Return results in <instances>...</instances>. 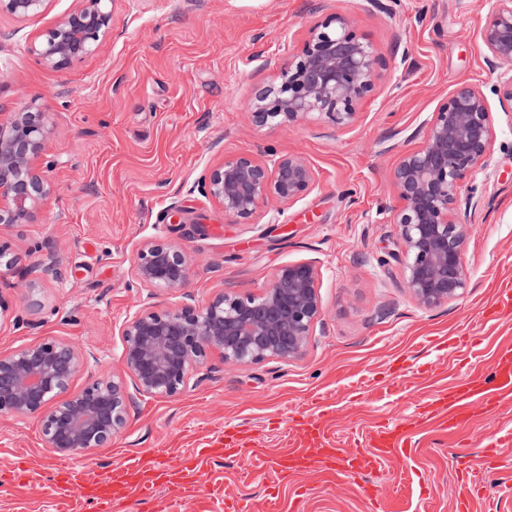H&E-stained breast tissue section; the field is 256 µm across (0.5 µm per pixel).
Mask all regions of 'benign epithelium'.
<instances>
[{"label": "benign epithelium", "instance_id": "1", "mask_svg": "<svg viewBox=\"0 0 512 512\" xmlns=\"http://www.w3.org/2000/svg\"><path fill=\"white\" fill-rule=\"evenodd\" d=\"M47 0H0L19 19L43 12ZM108 0L77 5L37 37L29 51L48 68L64 70L96 54L112 36ZM486 66L498 72L495 91L512 104V0H493L479 31ZM379 55L354 21L325 16L274 77L252 93L249 114L258 127L290 126L326 119L339 128L354 125L361 108L377 94ZM51 134L47 111L34 102L0 113V224H29L56 192L41 168ZM421 142L403 152L392 171L397 206L387 223L396 225L402 287L423 308L461 296L468 287L465 252L473 225L460 221L478 188L461 199L465 182L494 167L496 130L480 88L457 84L425 122ZM309 161L299 153L271 152L265 159L230 155L211 165L198 182L210 203L238 224H249L267 206L276 213L316 187ZM192 260L170 241H150L137 252L134 276L146 299L121 324L123 373L103 374L84 386L75 379L96 354L45 337L0 353V415L38 419L45 447L83 458L112 447L127 429L137 397H177L212 373L210 358L229 366L300 356L323 314L320 270L313 261L276 269L258 292L241 295L221 288L199 305L184 292ZM31 282L58 281L62 271L49 250L26 269ZM181 293L165 308L156 291Z\"/></svg>", "mask_w": 512, "mask_h": 512}]
</instances>
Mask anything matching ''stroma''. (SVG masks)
I'll list each match as a JSON object with an SVG mask.
<instances>
[{
  "instance_id": "stroma-1",
  "label": "stroma",
  "mask_w": 512,
  "mask_h": 512,
  "mask_svg": "<svg viewBox=\"0 0 512 512\" xmlns=\"http://www.w3.org/2000/svg\"><path fill=\"white\" fill-rule=\"evenodd\" d=\"M74 5L48 0L25 20L0 12V108L48 106L45 173L59 189L32 223L0 224V245L18 259L0 273L10 306L0 352L54 336L97 353L92 373L122 372L120 325L146 295L133 261L154 240L191 256L186 290L197 302L223 287L258 291L278 267L306 260L321 269L324 302L301 357L218 366L178 397L138 398L126 434L80 466L93 472L158 449L176 458L239 424L253 438L246 456L206 462L194 487L158 489L156 512H222L228 496L243 512H456L469 487L478 492L472 512H512L504 493L512 444L496 473L479 464L482 446L512 430V395L494 412L473 409L454 431L418 424L407 457L383 460L365 476L318 465L283 484L272 467L300 446L290 412L317 409L332 446L363 449L381 426L410 417L457 380L485 378L494 348L512 343V317L481 316L512 285V106L493 92L497 77L479 39L492 0H399L391 15L370 0H112L115 38L56 71L27 47ZM331 13L353 18L376 48V98L346 129L325 120L254 126L253 90ZM462 81L480 87L491 106L496 167L474 179L481 207L459 211L474 227L470 284L459 300L425 310L389 259L391 172ZM272 150L303 154L318 173L311 194L278 218L263 212L237 224L199 194L203 170L222 156ZM175 204L179 224L171 221ZM48 244L63 277L29 287L20 272ZM454 336L471 337L467 351L441 349ZM67 463L45 448L36 419L0 415V469L29 472L0 493V512H86L82 499L54 491L52 475Z\"/></svg>"
}]
</instances>
